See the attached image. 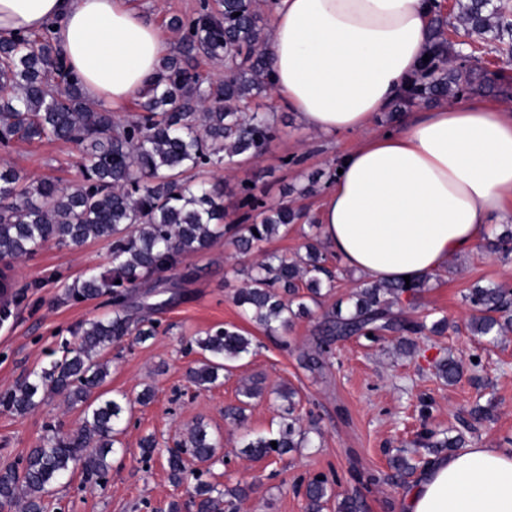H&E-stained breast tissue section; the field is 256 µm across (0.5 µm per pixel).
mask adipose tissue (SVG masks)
Here are the masks:
<instances>
[{"instance_id":"adipose-tissue-1","label":"adipose tissue","mask_w":512,"mask_h":512,"mask_svg":"<svg viewBox=\"0 0 512 512\" xmlns=\"http://www.w3.org/2000/svg\"><path fill=\"white\" fill-rule=\"evenodd\" d=\"M269 16L274 94L311 130L360 136L318 211L329 250L368 283L476 254L489 224L512 217V107L444 104L374 127L420 67L430 0H275ZM46 29L85 96L115 112L172 49L127 0H0V35ZM403 512H512V452L433 459Z\"/></svg>"}]
</instances>
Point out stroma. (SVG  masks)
Listing matches in <instances>:
<instances>
[{
	"label": "stroma",
	"instance_id": "35a3bbf8",
	"mask_svg": "<svg viewBox=\"0 0 512 512\" xmlns=\"http://www.w3.org/2000/svg\"><path fill=\"white\" fill-rule=\"evenodd\" d=\"M256 103L275 116L278 134L269 150L221 176L204 170L198 177L220 178L228 223L255 221L253 212L239 205L245 182L254 185L267 206H290L302 212V219L288 234L250 254H240L228 234L183 262L173 276L181 285L179 296L154 314L160 322L158 336L142 345L123 341L107 355L106 390L133 397L149 386L155 391L153 401L135 407L122 437L125 451L112 457L106 486L90 487L81 474H74L56 488L46 512H165L169 501L185 496L184 487L168 479L167 450L199 420L223 434V453L231 461L230 466L214 467L210 481L227 488L245 481L254 485L237 512H305V486L317 475L334 480L338 492L357 494L362 512H402L408 487L400 483L390 460L396 455L425 456V448L417 443L419 433L449 428L466 433L471 444L489 448L504 447L506 438H512V333L492 343L481 341L468 327L474 311L464 299L477 285L512 286V257L456 258L450 262L451 272L431 279L415 314L447 317L450 328L442 336L417 337L416 353L405 354L391 334L375 343L351 337L337 342L319 373L304 369L299 354L317 336L334 301L347 299L357 288L354 273L341 272L335 291L313 317L296 320L282 335H266L234 304L232 296L244 284V268L266 252L294 257L315 235L309 220L316 217L332 183L337 159L358 141L350 133L307 129L274 94L259 97ZM78 158V149L70 143L15 140L0 146V163L64 185L79 180ZM89 269L110 273L106 242L90 241L77 249L48 245L15 265L17 287L25 295L14 318L0 324V392L60 358L61 342L78 323L111 314L105 296L79 303L61 299L65 285ZM35 281L42 282V290L27 292V285ZM216 324L244 330L253 338V349L223 385L199 389L186 376L198 358L187 350L186 340ZM450 355L463 369L460 382L453 385L439 379L434 368L437 360ZM252 378L262 379L264 393L253 400L244 426L238 427L225 421L224 408L237 403L240 386ZM282 385L298 390L303 415L315 421L319 436L283 461L242 456L245 434L276 429L280 402L273 390ZM482 393L494 396L496 407L491 419L478 422L469 411ZM82 417L81 408L64 409L57 397L26 415L0 411V468L25 459L45 425L55 423L67 432ZM150 433L159 445L145 461L138 443Z\"/></svg>",
	"mask_w": 512,
	"mask_h": 512
}]
</instances>
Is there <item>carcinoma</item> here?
Wrapping results in <instances>:
<instances>
[{
  "instance_id": "obj_1",
  "label": "carcinoma",
  "mask_w": 512,
  "mask_h": 512,
  "mask_svg": "<svg viewBox=\"0 0 512 512\" xmlns=\"http://www.w3.org/2000/svg\"><path fill=\"white\" fill-rule=\"evenodd\" d=\"M260 22L254 0H200L193 13L170 18V28L180 34L177 53L163 59L139 110L122 118L91 106L79 78L56 53L49 30L0 36V145L17 139L70 142L80 150L82 175L78 183L62 186L48 177L32 179L8 164L0 167V323L13 316L19 303L11 275L16 261L48 244L77 248L95 240L107 242L112 259V276L86 272L62 294L66 302L107 295L112 315L76 325L61 358L0 393V408L17 415L36 410L49 394L62 396L69 407H83L78 429L62 434L48 427L22 467L0 470V504L21 500L24 512H45V498L79 467L87 482L101 484L110 469L108 456L122 451L121 437L135 405L153 400L150 388L134 398L103 390L109 374L103 356L125 336L145 343L158 335L153 318L134 321L128 314L134 292L146 279L177 269L187 257L224 237L222 184L193 183L186 174L233 169L262 156L276 137L274 117L248 106L253 96L271 88ZM460 27L470 38L507 43L512 52V13L502 0H456L453 23L436 7L427 37L429 62L421 63L395 101L394 113L475 90L509 96L511 77L501 70L489 78L474 64V53L456 49L450 34ZM199 57L224 62V79L203 77L193 65ZM241 193V206L258 212L259 218L237 227L236 243L243 251L288 231L299 217L288 206H266L247 183ZM304 248L305 255L297 258L264 255L248 269L245 286L234 292L235 304L268 335L310 316L334 288L335 275L321 242L313 237ZM485 249L508 257L512 230L487 242ZM430 279L423 276L408 285L362 284L351 295V308L344 311L338 302L326 314L314 345L302 351L301 364L310 371L323 369L332 346L352 336L375 342L395 333L401 336L402 350L414 353L413 337L428 328L435 333L447 329L443 319L428 327L404 314L403 305H414ZM465 300L478 312L470 323L473 335L494 342L512 331L511 288H474ZM187 344L201 355L188 378L209 389L223 384L224 373L250 353L252 337L235 326H218L196 333ZM460 367L448 356L436 363V375L452 383ZM261 392L254 384H243L239 404L226 408L224 418L243 425L245 411ZM275 393L282 401L278 430L248 439L242 453L249 458L281 459L311 443L315 428L304 426L296 414L297 392L278 387ZM420 444L452 452L466 441L461 434L439 438L427 430ZM223 447V436L202 423L186 429L178 450L169 452L168 475L176 486L190 476L194 483L187 487V499L170 502L168 512H235L246 489L223 490L202 479L213 465L224 462L219 455ZM334 496L326 477L313 478L305 490L306 512H323Z\"/></svg>"
}]
</instances>
